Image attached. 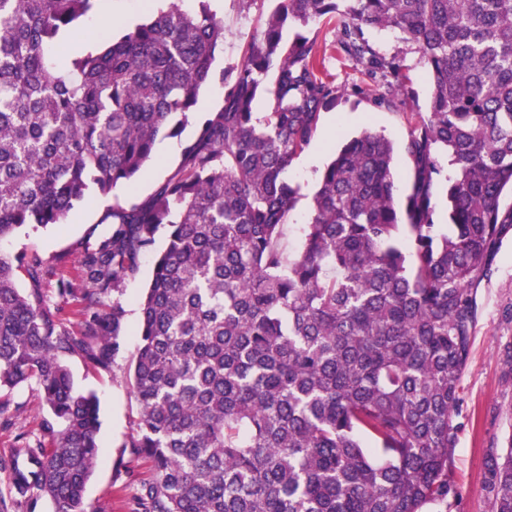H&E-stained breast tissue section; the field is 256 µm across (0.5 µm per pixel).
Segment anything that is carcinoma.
Segmentation results:
<instances>
[{
	"label": "carcinoma",
	"instance_id": "cac0c4a2",
	"mask_svg": "<svg viewBox=\"0 0 512 512\" xmlns=\"http://www.w3.org/2000/svg\"><path fill=\"white\" fill-rule=\"evenodd\" d=\"M101 2L0 0V241L112 197L111 231L81 260L82 335L46 305L39 255L0 254V388L36 380L51 439L10 467L17 497L87 512L99 405L64 358L111 363L125 310L103 297L122 293L162 229L130 365L129 447L150 469L137 512H421L456 495L448 472L475 288L512 227V0H275L241 62L219 74L212 0L193 11L169 0L119 33L105 16L100 47L56 50ZM328 16L344 60L380 74L377 105L393 104L400 68L364 30L417 45L429 111L408 120L404 200L392 142L373 131L347 140L289 258L280 240L299 187L285 173L337 87L316 40L299 30L287 42L283 30ZM216 78L223 105L198 111ZM189 121L180 165L139 199L158 136ZM485 477L493 512H512V437L488 449Z\"/></svg>",
	"mask_w": 512,
	"mask_h": 512
}]
</instances>
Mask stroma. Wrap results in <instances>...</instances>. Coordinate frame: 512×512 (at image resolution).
Returning <instances> with one entry per match:
<instances>
[{
  "mask_svg": "<svg viewBox=\"0 0 512 512\" xmlns=\"http://www.w3.org/2000/svg\"><path fill=\"white\" fill-rule=\"evenodd\" d=\"M214 9L224 21V44L216 53L214 70L239 63L274 7L273 0H214ZM309 36L325 51L326 73L338 87L336 104L322 112L311 146L299 154L287 176L301 187L302 198L284 227L283 245L294 254L309 221V195L316 190L321 166L309 165L314 148H321L323 160H330L334 149L347 138L373 130L389 138L396 150L395 177L400 190H407L411 165L402 146L409 131L407 115L427 109L430 85L427 69L417 46L392 30H366L370 44L384 57L400 64L406 77L405 88L396 93L392 107L375 105L369 95L379 80L365 68H352L336 49L335 20L320 19L309 25ZM194 125H187L181 136L172 138L168 155L155 156L137 182L134 192L149 197L179 166L186 140L193 137ZM111 199L94 197L60 226H27L0 243V252H36L46 262L47 273L41 282L46 303L60 307L62 328L69 333L81 330L82 305L79 292L85 288L80 260L86 247L94 245L111 229L105 216ZM166 244L157 235L154 248L146 252L138 273L126 280L121 301L125 310L120 333V348L112 364L99 368L80 354L66 357L65 363L79 391L94 393L100 408L101 460L85 488L88 512H132L133 487L148 470L128 447L136 430L138 406L133 395L128 366L138 348V302L152 278L157 251ZM70 280L73 295L60 298L58 278ZM478 315L471 337L468 360L461 376V398L455 416L457 444L449 478L457 486L455 499L427 503L423 512H492L485 488L484 456L488 449L502 448L512 437V375H506L502 349L512 342V230L502 238L488 278L476 289ZM46 415L39 401L35 382L27 381L0 391V500L11 501L8 467L24 453L23 440L41 439Z\"/></svg>",
  "mask_w": 512,
  "mask_h": 512,
  "instance_id": "obj_1",
  "label": "stroma"
}]
</instances>
